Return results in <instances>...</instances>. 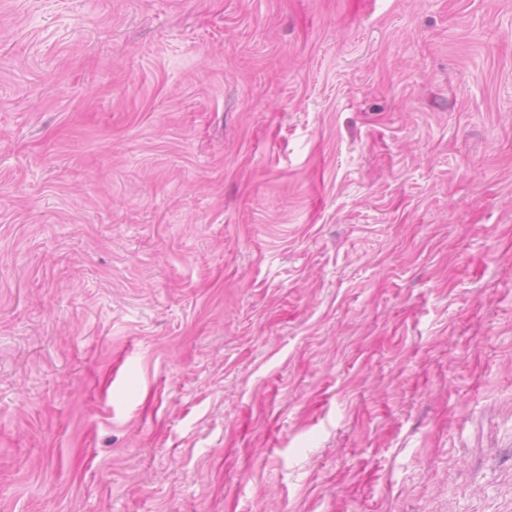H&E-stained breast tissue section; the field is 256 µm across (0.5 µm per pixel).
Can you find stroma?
<instances>
[{"label":"stroma","instance_id":"stroma-1","mask_svg":"<svg viewBox=\"0 0 512 512\" xmlns=\"http://www.w3.org/2000/svg\"><path fill=\"white\" fill-rule=\"evenodd\" d=\"M0 512H512V0H0Z\"/></svg>","mask_w":512,"mask_h":512}]
</instances>
